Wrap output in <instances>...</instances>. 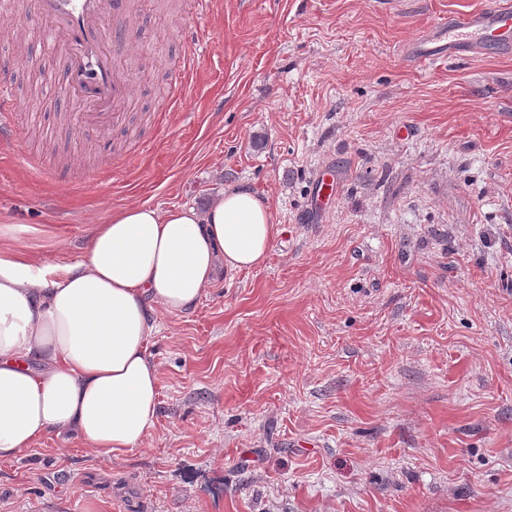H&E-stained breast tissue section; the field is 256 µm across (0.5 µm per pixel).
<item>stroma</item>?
Listing matches in <instances>:
<instances>
[{
  "label": "stroma",
  "instance_id": "35a3bbf8",
  "mask_svg": "<svg viewBox=\"0 0 512 512\" xmlns=\"http://www.w3.org/2000/svg\"><path fill=\"white\" fill-rule=\"evenodd\" d=\"M191 2L128 23L134 99L103 134L78 127L33 0L0 23L7 246L75 264L112 209L232 183L278 229L264 265L156 312L143 444L41 438L0 463V512H512V56L408 53L490 0ZM17 112V106L12 97V89L5 84H0V142L7 143L11 141L16 128L13 122L14 113Z\"/></svg>",
  "mask_w": 512,
  "mask_h": 512
}]
</instances>
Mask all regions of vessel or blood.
Here are the masks:
<instances>
[{"mask_svg": "<svg viewBox=\"0 0 512 512\" xmlns=\"http://www.w3.org/2000/svg\"><path fill=\"white\" fill-rule=\"evenodd\" d=\"M35 7L65 58L78 117L93 130L117 127L131 104L132 80L113 49L123 41L132 0H35ZM474 48L512 52V0H491L479 13L449 17L436 33L415 39L410 52L415 61L433 65ZM16 110L11 88L0 84L1 143L16 134Z\"/></svg>", "mask_w": 512, "mask_h": 512, "instance_id": "vessel-or-blood-1", "label": "vessel or blood"}]
</instances>
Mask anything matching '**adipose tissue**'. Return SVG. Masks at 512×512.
<instances>
[{
    "instance_id": "1",
    "label": "adipose tissue",
    "mask_w": 512,
    "mask_h": 512,
    "mask_svg": "<svg viewBox=\"0 0 512 512\" xmlns=\"http://www.w3.org/2000/svg\"><path fill=\"white\" fill-rule=\"evenodd\" d=\"M277 233L267 199L230 185L203 210H113L75 265L0 249V460L55 431L105 458L142 445L159 396L155 308L183 314L221 270L262 266Z\"/></svg>"
}]
</instances>
